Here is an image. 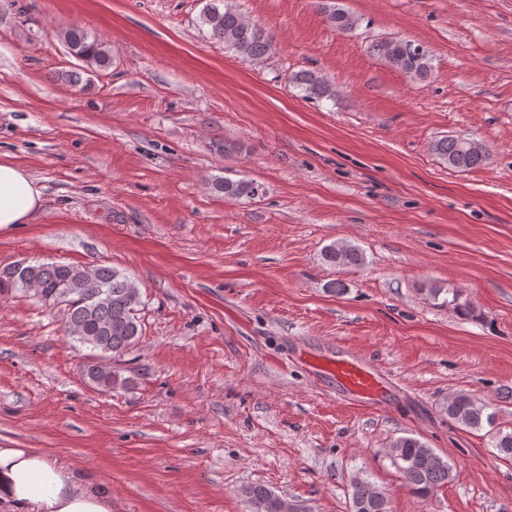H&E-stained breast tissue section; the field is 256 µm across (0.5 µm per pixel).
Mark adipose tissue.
<instances>
[{"label": "adipose tissue", "mask_w": 512, "mask_h": 512, "mask_svg": "<svg viewBox=\"0 0 512 512\" xmlns=\"http://www.w3.org/2000/svg\"><path fill=\"white\" fill-rule=\"evenodd\" d=\"M41 206L42 193L30 174L0 162V227L26 223ZM0 494L17 512H112L109 493L80 487L74 470L22 448H0Z\"/></svg>", "instance_id": "obj_1"}]
</instances>
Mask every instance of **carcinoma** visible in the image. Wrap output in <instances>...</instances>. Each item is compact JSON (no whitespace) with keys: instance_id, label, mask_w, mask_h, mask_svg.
I'll list each match as a JSON object with an SVG mask.
<instances>
[{"instance_id":"cac0c4a2","label":"carcinoma","mask_w":512,"mask_h":512,"mask_svg":"<svg viewBox=\"0 0 512 512\" xmlns=\"http://www.w3.org/2000/svg\"><path fill=\"white\" fill-rule=\"evenodd\" d=\"M327 20L341 33L353 30L357 19L344 7L326 0L321 4ZM202 20L209 27L211 37L224 43V47L252 61H261L272 51L274 37L264 28L250 22L244 15L229 5L226 0H207L202 9ZM69 53L92 70H105L112 65L109 52L98 38L88 31L74 27L64 34ZM372 52L390 65L415 80H425L431 72V56L427 49L410 40L388 37L372 43ZM305 96L311 99H333L336 89L328 79L311 71H302L292 77ZM434 150L448 163V167L461 171L479 167L488 160V152L472 147L466 137H446L434 144ZM213 189L227 198L254 199L263 194L262 184L253 179L215 180ZM324 262L334 266H356L363 263L362 252L344 244H330L322 251ZM99 288L92 296L84 288V267L64 263L29 264L22 269L5 267L0 269V295L27 292V282L33 280L40 290L34 291L41 301L52 305L60 296L65 298L63 309L64 327L79 332L73 337H91L93 353L84 367L83 379L89 385L110 391L116 385L126 384L119 372L103 368L99 358L120 355L134 347L142 333L138 317L143 306L139 288L127 275L113 267L97 266ZM427 295L442 306H451L460 316L474 314L466 302L460 301L455 290L429 288ZM493 414L486 412V405L467 393H456L448 398V419L465 429L481 430L489 426L487 436L490 446L498 455L512 461V430L492 428ZM395 464L402 472L410 491L425 499L437 487L448 482L451 468L420 439L403 436L392 444ZM250 512H281L283 499L269 488L249 486L244 489ZM353 512H388L383 494L369 483L358 480L353 484Z\"/></svg>"}]
</instances>
